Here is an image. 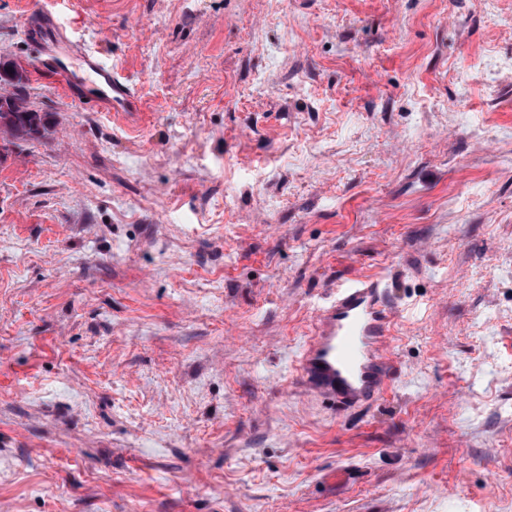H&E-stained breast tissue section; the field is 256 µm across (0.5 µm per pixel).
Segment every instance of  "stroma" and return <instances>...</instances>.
<instances>
[{"label":"stroma","instance_id":"obj_1","mask_svg":"<svg viewBox=\"0 0 512 512\" xmlns=\"http://www.w3.org/2000/svg\"><path fill=\"white\" fill-rule=\"evenodd\" d=\"M0 0V512H512V0H48L141 97L80 104ZM377 277L397 376L296 379ZM44 117L29 110L16 94L0 95V131L13 139L32 138L44 129Z\"/></svg>","mask_w":512,"mask_h":512}]
</instances>
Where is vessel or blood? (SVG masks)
I'll return each mask as SVG.
<instances>
[{
  "label": "vessel or blood",
  "mask_w": 512,
  "mask_h": 512,
  "mask_svg": "<svg viewBox=\"0 0 512 512\" xmlns=\"http://www.w3.org/2000/svg\"><path fill=\"white\" fill-rule=\"evenodd\" d=\"M80 61L93 77L96 104L137 122L141 105L126 78L96 52L82 51ZM393 323L389 291L380 279L359 276L337 281L296 360L300 382L344 408L378 400L396 373Z\"/></svg>",
  "instance_id": "1"
}]
</instances>
